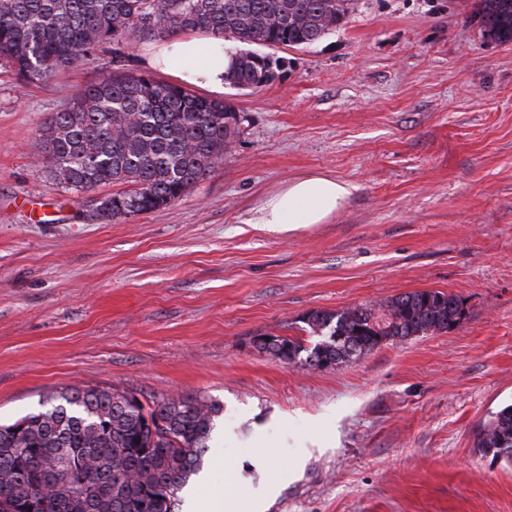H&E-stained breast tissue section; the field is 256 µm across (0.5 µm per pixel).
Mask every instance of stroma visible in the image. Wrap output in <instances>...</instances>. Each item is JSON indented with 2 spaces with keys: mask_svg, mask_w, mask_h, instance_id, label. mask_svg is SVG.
Wrapping results in <instances>:
<instances>
[{
  "mask_svg": "<svg viewBox=\"0 0 512 512\" xmlns=\"http://www.w3.org/2000/svg\"><path fill=\"white\" fill-rule=\"evenodd\" d=\"M480 0H353L344 22L255 89L226 85L240 133L170 205L94 219L47 174L41 128L112 72L114 45L37 84L0 68V423L66 387L224 406L201 504L228 484L277 492L266 512H512V467L476 446L512 402V43ZM355 185L327 223L250 219L284 183ZM460 297L448 333L313 369V310ZM266 337L273 339V342L270 344H267L266 342L261 343L259 346L257 345L256 349L259 352H266L282 362H294V360L301 352V345L293 340L288 339V337L284 338L281 336H273L267 334L258 336L256 339Z\"/></svg>",
  "mask_w": 512,
  "mask_h": 512,
  "instance_id": "stroma-1",
  "label": "stroma"
}]
</instances>
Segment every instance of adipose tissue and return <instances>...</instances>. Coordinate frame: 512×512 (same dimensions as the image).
Listing matches in <instances>:
<instances>
[{
	"label": "adipose tissue",
	"mask_w": 512,
	"mask_h": 512,
	"mask_svg": "<svg viewBox=\"0 0 512 512\" xmlns=\"http://www.w3.org/2000/svg\"><path fill=\"white\" fill-rule=\"evenodd\" d=\"M237 56L227 42H205L195 36L165 41L147 59L148 65L161 70L179 83L223 91ZM354 187L336 177L313 173L289 181L269 196L254 212L253 223L260 228L293 231L308 224L327 222L344 208Z\"/></svg>",
	"instance_id": "obj_1"
}]
</instances>
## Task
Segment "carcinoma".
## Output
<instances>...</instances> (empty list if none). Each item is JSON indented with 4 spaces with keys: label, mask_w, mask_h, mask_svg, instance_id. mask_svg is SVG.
<instances>
[{
    "label": "carcinoma",
    "mask_w": 512,
    "mask_h": 512,
    "mask_svg": "<svg viewBox=\"0 0 512 512\" xmlns=\"http://www.w3.org/2000/svg\"><path fill=\"white\" fill-rule=\"evenodd\" d=\"M352 0H0V61L24 82L91 61L104 44L173 40L203 30L266 47L310 45L341 24ZM488 39L512 42V0H481ZM280 59L237 56L229 80L259 88ZM240 113L147 72L118 68L70 97L42 129L50 178L67 190L105 184L124 191L91 199L95 216L122 221L165 207L203 179L239 134ZM461 300L438 290L403 293L381 308L314 310L321 337L306 363L324 367L381 344L455 329ZM292 363L301 345L281 336L257 346ZM219 402L197 394L148 404L127 392L70 388L49 407L0 425V512H178V493L209 450ZM485 454L512 464V404L491 413L478 436ZM48 448H65L58 459Z\"/></svg>",
    "instance_id": "1"
}]
</instances>
